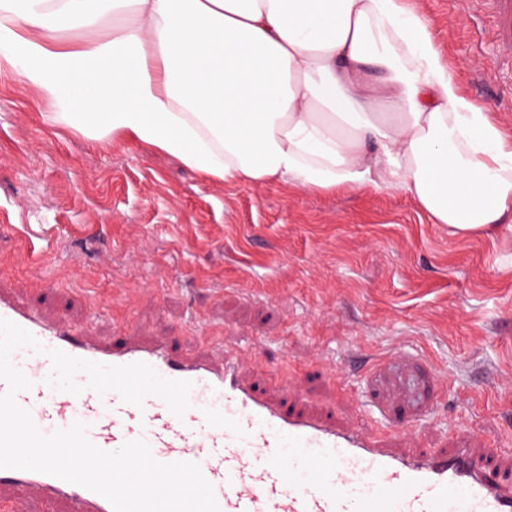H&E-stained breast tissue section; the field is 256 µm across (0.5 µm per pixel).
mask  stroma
Segmentation results:
<instances>
[{
	"mask_svg": "<svg viewBox=\"0 0 512 512\" xmlns=\"http://www.w3.org/2000/svg\"><path fill=\"white\" fill-rule=\"evenodd\" d=\"M414 5L463 92L512 133L484 15ZM50 110L0 74L1 292L69 324L97 309L99 339L131 327L188 354L229 347L251 380L288 381L299 405L359 426L372 360L407 351L444 383L424 447L464 436L512 455L511 225L453 234L399 189L207 183L151 147L49 124Z\"/></svg>",
	"mask_w": 512,
	"mask_h": 512,
	"instance_id": "1",
	"label": "stroma"
}]
</instances>
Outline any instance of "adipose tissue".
Returning a JSON list of instances; mask_svg holds the SVG:
<instances>
[{"mask_svg": "<svg viewBox=\"0 0 512 512\" xmlns=\"http://www.w3.org/2000/svg\"><path fill=\"white\" fill-rule=\"evenodd\" d=\"M0 73L48 122L213 183L409 194L432 223H512V135L408 0H0Z\"/></svg>", "mask_w": 512, "mask_h": 512, "instance_id": "adipose-tissue-1", "label": "adipose tissue"}]
</instances>
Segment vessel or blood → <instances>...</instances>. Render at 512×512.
<instances>
[{
  "mask_svg": "<svg viewBox=\"0 0 512 512\" xmlns=\"http://www.w3.org/2000/svg\"><path fill=\"white\" fill-rule=\"evenodd\" d=\"M470 5L488 15L499 56L512 60V0ZM0 318L40 343L16 350L12 363L31 383L16 401L43 434L80 421L106 452L144 440L158 462L198 464L219 512H512V478L492 451L390 447L367 428L288 406L259 390L243 377L234 350L186 355L170 341L145 342L130 332L104 342L89 336L88 324L51 320L35 305L2 294ZM54 349L102 365L141 362L162 378L190 381V407L179 417L156 396L139 407L117 392L87 388L84 374L80 394L59 390L48 382ZM438 409V401L424 403L393 429L415 431ZM0 485L65 502L69 512H114L104 496L37 471L0 469Z\"/></svg>",
  "mask_w": 512,
  "mask_h": 512,
  "instance_id": "b4317fda",
  "label": "vessel or blood"
}]
</instances>
